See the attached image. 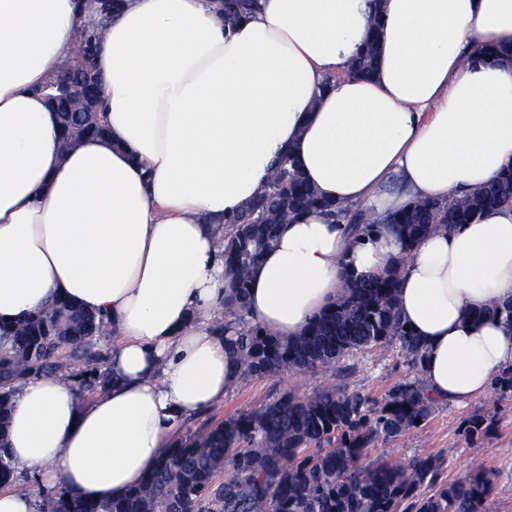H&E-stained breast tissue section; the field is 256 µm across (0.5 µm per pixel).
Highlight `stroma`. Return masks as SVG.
<instances>
[{
    "instance_id": "35a3bbf8",
    "label": "stroma",
    "mask_w": 512,
    "mask_h": 512,
    "mask_svg": "<svg viewBox=\"0 0 512 512\" xmlns=\"http://www.w3.org/2000/svg\"><path fill=\"white\" fill-rule=\"evenodd\" d=\"M409 369L396 348L381 347L346 358L335 374L284 371L273 377H258L230 389L223 402L192 418L187 428L196 431L225 418L260 407L285 392L310 395L326 387L347 393L379 398ZM481 413L492 420L489 436L472 441L460 426L471 415ZM436 455L442 464V477L452 481L467 476L473 462L480 461L496 474L497 489L482 512H512V397L489 392L467 406L442 403L435 407L425 425L409 431L396 441L377 446L369 452V462L406 460L414 454Z\"/></svg>"
}]
</instances>
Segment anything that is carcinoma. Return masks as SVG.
Returning <instances> with one entry per match:
<instances>
[{
  "label": "carcinoma",
  "mask_w": 512,
  "mask_h": 512,
  "mask_svg": "<svg viewBox=\"0 0 512 512\" xmlns=\"http://www.w3.org/2000/svg\"><path fill=\"white\" fill-rule=\"evenodd\" d=\"M224 25L233 26L257 7V0H222ZM67 66L79 70L85 88L97 92L100 79L93 55L82 53ZM377 64V34L353 60L348 74L372 76ZM45 96L60 118L63 145L105 136L93 112L50 82ZM512 205V167L449 202L413 201L390 213L406 248L438 228L454 229L487 211ZM323 209L355 236L374 224L361 208H345L321 197L291 156L282 157L263 189L224 220V266L234 292L230 322L215 321L214 331L235 351L242 380L283 371H328L355 352L399 344L414 377L394 384L380 399L327 388L300 397L286 392L256 410L187 433L167 449L143 482L103 502L79 500L60 492L46 498L41 512H481L493 495L496 475L482 465L462 479L440 477L433 455H416L404 464L365 465L368 449L419 428L437 401L427 393L418 370L420 341L406 327L397 307L399 269L344 278L343 291L294 339L273 336L252 323L246 309L248 274L268 250L279 225L293 214ZM512 324V302L492 303L469 312ZM104 318L67 299L20 320L13 346L0 353V485L17 481V467L5 434L11 400L19 383L31 377L73 372L77 394L104 391L111 379L98 341ZM486 418L470 416L463 433L470 440L488 436ZM224 478H219V474Z\"/></svg>",
  "instance_id": "cac0c4a2"
}]
</instances>
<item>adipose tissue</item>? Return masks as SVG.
Segmentation results:
<instances>
[{"instance_id":"obj_1","label":"adipose tissue","mask_w":512,"mask_h":512,"mask_svg":"<svg viewBox=\"0 0 512 512\" xmlns=\"http://www.w3.org/2000/svg\"><path fill=\"white\" fill-rule=\"evenodd\" d=\"M234 32L212 0H126L95 59L106 139L61 148L38 89L75 57L82 0H0V350L16 322L65 296L105 314L111 389L86 403L66 375L12 400L7 443L35 472L0 486V512L63 489L106 501L140 484L239 377L213 330L228 278L215 223L292 154L338 203L367 208L353 239L311 210L280 225L248 288L250 320L291 339L343 278L400 269L398 308L441 403L486 395L512 365V325L472 310L512 300V207L437 230L404 254L384 222L450 201L512 165V0H381L379 68L348 76L372 0H259Z\"/></svg>"}]
</instances>
